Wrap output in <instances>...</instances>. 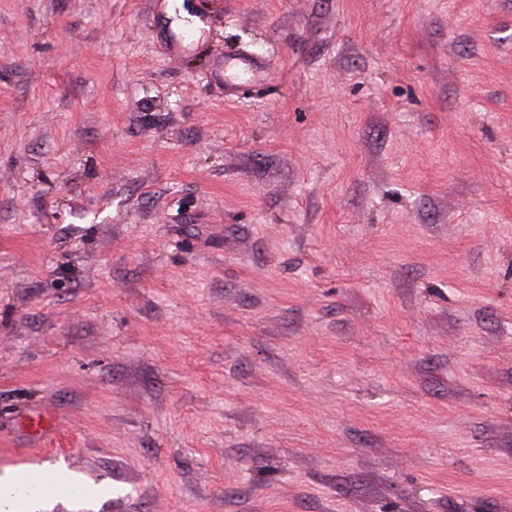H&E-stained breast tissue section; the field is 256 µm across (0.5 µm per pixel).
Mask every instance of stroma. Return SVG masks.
Wrapping results in <instances>:
<instances>
[{
	"instance_id": "obj_1",
	"label": "stroma",
	"mask_w": 512,
	"mask_h": 512,
	"mask_svg": "<svg viewBox=\"0 0 512 512\" xmlns=\"http://www.w3.org/2000/svg\"><path fill=\"white\" fill-rule=\"evenodd\" d=\"M0 0V472L47 512H512V0ZM25 476L33 483H56L64 480L77 493L80 490L78 476L65 468L49 470L43 473L19 474L13 470H4L0 476V511L1 512H38L46 508V501L40 494L21 495L18 491L19 478Z\"/></svg>"
}]
</instances>
